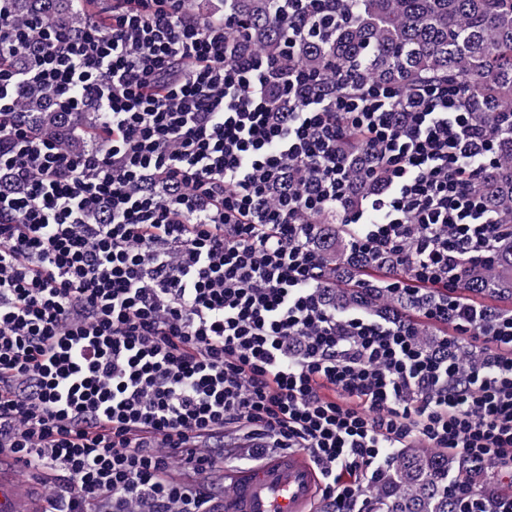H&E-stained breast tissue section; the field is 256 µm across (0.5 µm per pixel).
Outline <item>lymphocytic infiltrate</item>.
<instances>
[{"label": "lymphocytic infiltrate", "instance_id": "1", "mask_svg": "<svg viewBox=\"0 0 512 512\" xmlns=\"http://www.w3.org/2000/svg\"><path fill=\"white\" fill-rule=\"evenodd\" d=\"M0 0V453L44 474L48 512H210L230 433L253 462L306 451L318 512H372L394 449L455 455L512 479V310L471 300L512 225L479 183L496 125L460 88L335 82L240 52L231 8L108 0L78 30L15 23ZM288 9V42L335 17ZM25 60L22 69L11 59ZM36 85L82 135H36L18 109ZM379 159L358 195L344 134ZM386 265L418 317L337 311L319 247ZM438 328L434 346L418 322ZM449 477L459 512H512Z\"/></svg>", "mask_w": 512, "mask_h": 512}]
</instances>
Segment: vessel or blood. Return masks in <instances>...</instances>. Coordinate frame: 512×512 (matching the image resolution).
<instances>
[{
  "instance_id": "obj_1",
  "label": "vessel or blood",
  "mask_w": 512,
  "mask_h": 512,
  "mask_svg": "<svg viewBox=\"0 0 512 512\" xmlns=\"http://www.w3.org/2000/svg\"><path fill=\"white\" fill-rule=\"evenodd\" d=\"M229 480L233 490L217 512H314L319 477L306 452L274 457ZM0 512H32L24 490L0 480Z\"/></svg>"
}]
</instances>
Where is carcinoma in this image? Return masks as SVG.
Returning <instances> with one entry per match:
<instances>
[{
    "label": "carcinoma",
    "instance_id": "1",
    "mask_svg": "<svg viewBox=\"0 0 512 512\" xmlns=\"http://www.w3.org/2000/svg\"><path fill=\"white\" fill-rule=\"evenodd\" d=\"M289 0H233V11L245 23L246 48L272 58L288 53L286 33L277 15L288 13ZM88 5L75 0H13V16L41 18L68 28L80 26ZM339 9L351 20L329 35H305L295 59L331 79L347 75L358 84L376 81L410 88L422 81H446L462 89L485 122L497 113H512V0H343ZM23 111L39 132L54 136L60 120L47 108L43 94L32 86L20 91ZM497 168L483 183L489 207L502 224H512V131L500 137ZM345 148L355 153L351 171L356 191L372 184L361 170L373 155L349 136ZM512 268V241L499 244L498 262L468 282L469 291L495 296L503 288L501 272ZM361 308L377 314L409 312L420 303L397 298L373 287L336 289V309ZM468 478L456 456L407 448L396 453L380 484L371 492L379 512H457L448 475Z\"/></svg>",
    "mask_w": 512,
    "mask_h": 512
}]
</instances>
